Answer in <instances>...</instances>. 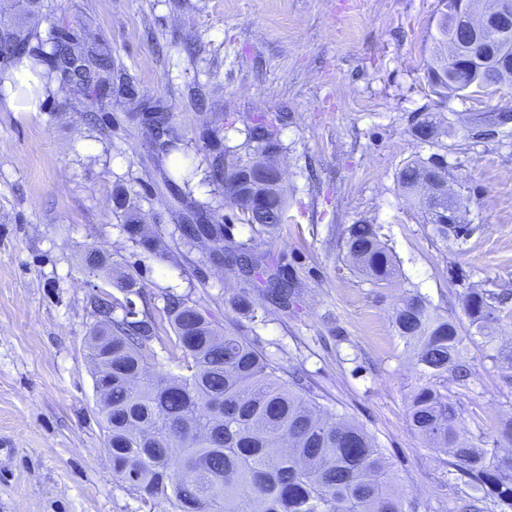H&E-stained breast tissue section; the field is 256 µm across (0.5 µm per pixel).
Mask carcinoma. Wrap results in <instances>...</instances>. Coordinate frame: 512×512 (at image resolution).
Listing matches in <instances>:
<instances>
[{
	"label": "carcinoma",
	"mask_w": 512,
	"mask_h": 512,
	"mask_svg": "<svg viewBox=\"0 0 512 512\" xmlns=\"http://www.w3.org/2000/svg\"><path fill=\"white\" fill-rule=\"evenodd\" d=\"M458 0H441L445 11L438 26V46L445 48L427 67L433 93L457 95L476 89L483 73L470 60L460 59L450 47L448 11ZM36 37L25 30L0 35V50L14 64L23 58L43 82L73 92L112 89V49L99 42L60 35L51 50L31 46ZM169 112L147 113L154 139L163 154H180L170 184L184 186L203 174L200 183L223 190L224 205L240 210L245 223L271 233L285 223L287 195L277 155V123L285 117L260 115L245 130L242 147L252 157L234 165L249 168L251 179L239 184L225 175L227 155L233 148L212 130L205 168L199 169L171 131ZM447 134L432 112L413 123L412 136L434 144ZM425 178L448 179L445 156L408 161L398 182L404 198L420 209L423 223L446 241L469 235L461 223V199L424 197L418 184ZM262 182L269 191L251 196L248 184ZM113 214L123 221L128 238L141 245L151 242L138 205L128 193L112 194ZM189 240L224 241L222 224H187ZM347 258L354 268L377 284H391L399 275L391 251L380 240L374 224H351L346 230ZM262 257L253 253L252 240L239 243L227 261L252 269ZM287 279H269V299L288 305ZM505 291L472 288L463 308L479 329L499 320ZM96 326L88 344L94 387L109 392L99 406L105 428V451L112 459L115 478L151 505L166 503L169 512H406L402 495L394 488L389 462L364 427L326 410L312 391L291 373L284 379L265 354L244 336L221 333L196 307L172 296L166 321H157L147 309L138 312L132 300L124 316H114L115 302L97 299ZM397 335L412 350L418 382L413 387L408 417L413 430L429 447L454 459L465 483L493 499L500 512H512V456H499L502 442L512 444V418L503 420L493 434L465 439L461 417L451 400L448 381L467 388L470 367L465 337L448 315L439 312L420 294L402 299L392 313ZM173 335L164 336L166 329ZM168 343L181 353L176 371H150L157 360L154 343ZM502 378L512 385V346L495 355Z\"/></svg>",
	"instance_id": "obj_1"
}]
</instances>
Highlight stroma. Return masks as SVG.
<instances>
[{"label":"stroma","mask_w":512,"mask_h":512,"mask_svg":"<svg viewBox=\"0 0 512 512\" xmlns=\"http://www.w3.org/2000/svg\"><path fill=\"white\" fill-rule=\"evenodd\" d=\"M439 0H0V33L61 30L112 47L114 82L134 84L142 111L163 106L196 160L223 115L238 147L258 115L288 113L279 163L288 221L255 232L212 187L191 183L226 241L253 240L293 282L288 308L267 304L261 274L241 275L210 244L185 243L177 203L156 168L148 125L113 98L74 99L53 88L38 112L0 106V512H149L116 480L103 449L87 342L95 291L127 295L109 279L129 274L155 315L181 295L215 326L248 337L299 373L325 410L372 434L396 476L406 512H459L470 487L447 455L425 447L408 420L418 374L391 315L417 292L458 323L471 368L462 397L467 438L512 415V387L494 359L512 343V303L488 334L463 311L467 289L512 292V125L481 138L487 113L512 95L434 94ZM421 112L451 130L438 144L413 139ZM445 155L448 184L473 231L433 237L401 193L410 158ZM124 186L154 239L132 243L112 213ZM376 225L401 270L375 284L346 259L344 233ZM98 249L105 268L83 258ZM245 294L257 317L233 305Z\"/></svg>","instance_id":"35a3bbf8"}]
</instances>
